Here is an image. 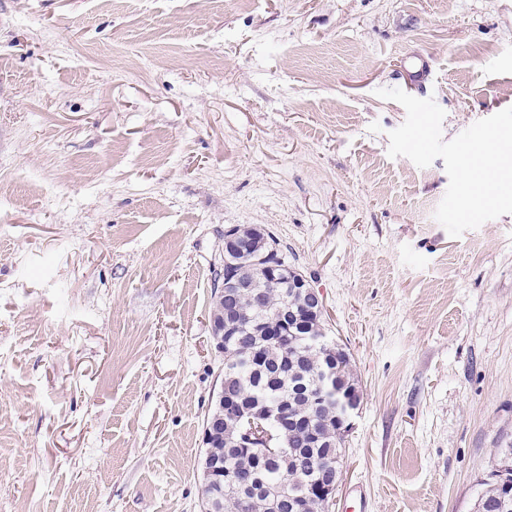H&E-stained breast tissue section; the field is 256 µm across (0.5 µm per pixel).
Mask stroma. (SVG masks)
<instances>
[{
  "label": "stroma",
  "instance_id": "35a3bbf8",
  "mask_svg": "<svg viewBox=\"0 0 512 512\" xmlns=\"http://www.w3.org/2000/svg\"><path fill=\"white\" fill-rule=\"evenodd\" d=\"M379 88L447 141L511 107L512 0H0V512H199L238 224L361 382L333 512H471L512 448V214L451 237Z\"/></svg>",
  "mask_w": 512,
  "mask_h": 512
}]
</instances>
